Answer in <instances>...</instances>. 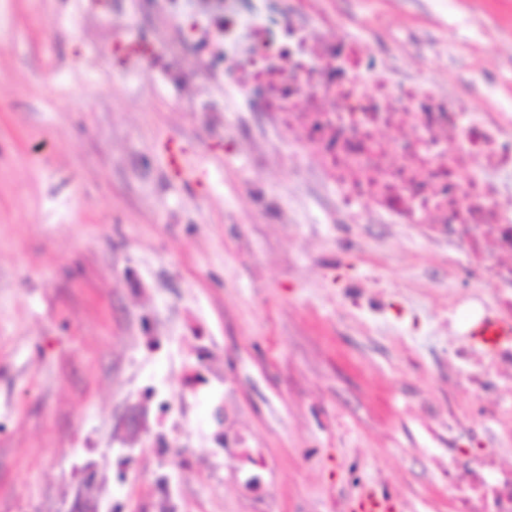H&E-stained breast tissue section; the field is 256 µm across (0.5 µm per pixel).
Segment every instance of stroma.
Wrapping results in <instances>:
<instances>
[{"mask_svg":"<svg viewBox=\"0 0 512 512\" xmlns=\"http://www.w3.org/2000/svg\"><path fill=\"white\" fill-rule=\"evenodd\" d=\"M379 64L512 126V0H315ZM170 0H0V512H455L448 465L499 444L512 380L472 389L495 291L404 226L352 224L239 96L172 54ZM152 37L144 63L126 41ZM181 150L179 167L169 146ZM290 212L278 224L260 194ZM187 443L172 454L171 438Z\"/></svg>","mask_w":512,"mask_h":512,"instance_id":"1","label":"stroma"}]
</instances>
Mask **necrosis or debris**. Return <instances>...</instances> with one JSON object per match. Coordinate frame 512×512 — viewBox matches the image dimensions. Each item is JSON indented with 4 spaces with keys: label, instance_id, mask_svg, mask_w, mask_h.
Here are the masks:
<instances>
[{
    "label": "necrosis or debris",
    "instance_id": "obj_1",
    "mask_svg": "<svg viewBox=\"0 0 512 512\" xmlns=\"http://www.w3.org/2000/svg\"><path fill=\"white\" fill-rule=\"evenodd\" d=\"M198 29L218 32L219 69L242 109L281 148L296 179H315L338 212L358 224H405L448 247L495 290L512 315V130L494 117H468L427 78L383 69L348 36L321 38L322 13L292 15L283 0H200ZM399 127L394 141L381 129ZM460 512H512V470L486 451L459 481Z\"/></svg>",
    "mask_w": 512,
    "mask_h": 512
}]
</instances>
